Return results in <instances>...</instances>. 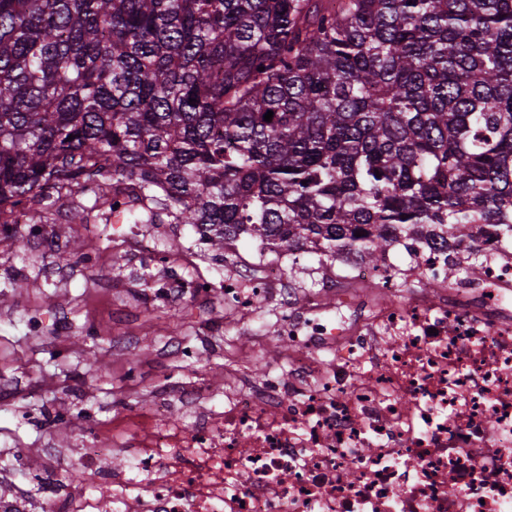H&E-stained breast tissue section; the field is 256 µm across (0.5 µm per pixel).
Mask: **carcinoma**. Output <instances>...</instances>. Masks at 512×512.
<instances>
[{
  "label": "carcinoma",
  "instance_id": "carcinoma-1",
  "mask_svg": "<svg viewBox=\"0 0 512 512\" xmlns=\"http://www.w3.org/2000/svg\"><path fill=\"white\" fill-rule=\"evenodd\" d=\"M327 2L0 0V224L117 204L375 265L512 238V0Z\"/></svg>",
  "mask_w": 512,
  "mask_h": 512
}]
</instances>
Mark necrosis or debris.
Instances as JSON below:
<instances>
[{
  "label": "necrosis or debris",
  "instance_id": "1",
  "mask_svg": "<svg viewBox=\"0 0 512 512\" xmlns=\"http://www.w3.org/2000/svg\"><path fill=\"white\" fill-rule=\"evenodd\" d=\"M406 266L351 258L352 286L299 296L285 271L226 265L169 290L244 319L277 298L288 372L236 383L212 403L198 383L118 406L80 435L89 482L39 512H512V243L460 229L452 253L411 248ZM482 266L449 280V260ZM436 280L416 287L420 275ZM375 293H365V286ZM131 454L108 472L105 438Z\"/></svg>",
  "mask_w": 512,
  "mask_h": 512
}]
</instances>
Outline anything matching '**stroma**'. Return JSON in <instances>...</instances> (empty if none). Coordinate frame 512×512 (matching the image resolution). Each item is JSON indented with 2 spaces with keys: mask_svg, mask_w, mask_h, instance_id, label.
<instances>
[{
  "mask_svg": "<svg viewBox=\"0 0 512 512\" xmlns=\"http://www.w3.org/2000/svg\"><path fill=\"white\" fill-rule=\"evenodd\" d=\"M53 230L64 254L82 264V272L71 273L62 256L32 250L17 271L0 276V380H10L15 388L0 399V446L24 454L16 468L11 457L0 453V467L12 468L20 486L33 487L44 448L60 451L58 479H77L81 465L72 437L95 420L111 418L114 395L133 404L174 379L204 380L220 395L238 373L260 378L286 362L288 345L274 337L280 319L275 303L264 304L251 323L227 316L222 325L210 328L194 307L150 304L152 292L164 286L167 274L223 276V257L208 251L191 226L134 225V232L152 234L169 250L167 273L146 258L131 262L111 225L99 219L60 222ZM230 252L246 267L260 262L282 265L294 287L311 293L319 289L312 269L338 279L346 274L341 264L320 263L315 255H302L295 264L287 253L261 254L246 241L236 242ZM108 276L124 284L130 323L113 321L106 302L96 294L99 279ZM128 330L134 341L114 351L112 337ZM174 336L195 344L193 357L180 360L163 352L164 343ZM80 408L88 409L89 419H75ZM61 412L67 419L58 430L44 428V418Z\"/></svg>",
  "mask_w": 512,
  "mask_h": 512,
  "instance_id": "1",
  "label": "stroma"
}]
</instances>
